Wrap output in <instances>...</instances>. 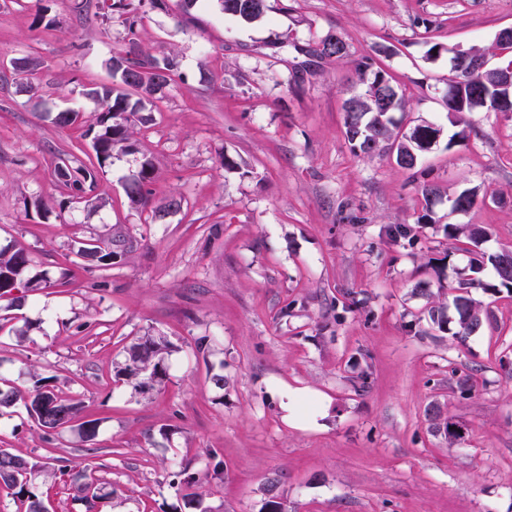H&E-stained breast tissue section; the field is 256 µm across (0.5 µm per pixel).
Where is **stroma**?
<instances>
[{
	"instance_id": "35a3bbf8",
	"label": "stroma",
	"mask_w": 512,
	"mask_h": 512,
	"mask_svg": "<svg viewBox=\"0 0 512 512\" xmlns=\"http://www.w3.org/2000/svg\"><path fill=\"white\" fill-rule=\"evenodd\" d=\"M42 4L58 26L0 0V56L45 62L37 94L0 82V244L19 240L51 279L17 319L0 321V377L22 389L32 372L56 377L98 432L86 442L69 427L48 442L18 406L0 416V447L45 463L36 485L53 512L85 510L59 474L63 459L118 488L113 512H170L180 497L172 465L202 474L217 460L223 482L201 488L208 512H265L272 478L287 512H512V297L472 289L490 318L463 343L427 318L467 263L445 224L488 225L485 252L512 247V112L452 123L448 56L426 55L431 40L490 46L512 26V0H266L253 23L219 0L188 11L142 0L137 38L174 54L177 76L152 122L136 126L133 150L113 154L80 204L54 167L85 160L89 141L50 115H93L80 87L110 82L127 32L76 14L71 0ZM330 31L397 79L401 126L441 128L414 170L351 153L349 59L310 75L299 52ZM146 158L156 197L182 199L155 222L124 192ZM423 182L443 195L430 224L420 221ZM474 186L496 200L449 214L447 196ZM345 210L358 222L342 221ZM116 224L138 239L134 251L111 267L75 266V241ZM396 224L410 236L392 238ZM147 332L175 350L165 386L139 392L115 370ZM456 372L473 374L471 393L449 387ZM294 396L289 417L281 403ZM433 404L468 426L465 442L431 430Z\"/></svg>"
}]
</instances>
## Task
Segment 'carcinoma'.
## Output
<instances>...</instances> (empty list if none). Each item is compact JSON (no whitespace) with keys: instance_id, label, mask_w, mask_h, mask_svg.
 <instances>
[{"instance_id":"cac0c4a2","label":"carcinoma","mask_w":512,"mask_h":512,"mask_svg":"<svg viewBox=\"0 0 512 512\" xmlns=\"http://www.w3.org/2000/svg\"><path fill=\"white\" fill-rule=\"evenodd\" d=\"M225 13L253 22L264 13L265 0H221ZM99 16L105 24L119 18L127 30L128 41L111 59L112 82L88 85L82 95L97 104L93 122L87 123L81 112L66 109L55 113L53 123L59 127L77 124L87 125L85 136L91 138L93 157L89 163L72 166L63 159L55 166L60 184L69 192V197L78 198L84 192L86 183H95L99 171L106 167L115 149L132 150V128L135 123L147 124L152 116L145 114L146 105L164 96L176 76L178 62L171 54L158 56L145 49L136 38L141 16L138 8L128 0H99ZM305 52L318 59L347 58L351 56L347 40L327 33L311 40ZM473 57L488 63V67L507 68L512 66V44L506 46L494 40L486 49H471ZM498 58L499 62L491 63ZM11 78L24 92L34 91V76L43 67L40 58L32 55L13 57L9 61ZM353 70L363 90L344 101V136L352 153L357 157H371L375 154L389 155L396 164L406 170L416 167L420 155L428 151L437 141L440 129L429 123L402 127L394 119V113L405 107L404 95L393 85V77L385 72L370 55L353 58ZM464 67L449 64L448 85L459 87L465 81L464 96L475 110L481 109L482 98L493 92L492 79L468 78ZM155 165L149 158L141 163L138 174L125 184V194L132 206L148 210L152 220H161L169 212L181 207V200L170 197L160 204L153 202L152 183ZM480 188L465 189L448 199V213L466 212L476 204ZM424 218L431 219L433 208L440 197L439 188L425 183L420 188ZM448 238L465 244L461 251L469 254L468 269L471 276L461 278L453 290L457 294L453 305L457 314L456 331L453 335L460 341L479 332L484 324L483 310L469 297L471 288H491L499 294H512V248H503L487 254L480 246L491 236L484 224H446ZM138 241L122 227L112 232L95 234L78 241L75 255L83 263L97 267H110L132 252ZM491 268L494 282L485 283L480 275ZM31 259L28 250L18 242L0 245V300L5 311L20 310L28 295L17 296L14 290L22 287L32 290L47 281L44 274H31ZM172 345L162 336L145 334L136 338L128 347L127 359L117 370V375L135 383L140 389L161 385L167 379V361ZM21 405L28 416L44 433V439L52 441L53 436L65 429L80 416L83 401L74 393H66L55 385L52 376H32V385L21 390L7 381L0 382V410ZM427 417L433 428L448 438L453 446L468 435V427L454 417L445 415L439 406L427 410ZM66 481L83 494L86 512H105L112 506L116 490L104 491L101 477L89 467L62 466L59 468ZM41 472L38 462L24 458L9 448H0V487L10 491L24 512H48L44 499L35 492V478ZM172 485L179 486L187 493L183 495L186 504L197 502V494L189 489L201 484L202 480L221 481L223 468L216 466L205 473V478L192 473L188 467H179L171 472Z\"/></svg>"}]
</instances>
